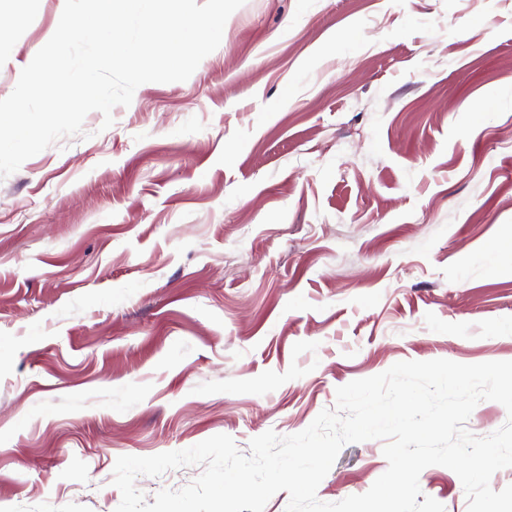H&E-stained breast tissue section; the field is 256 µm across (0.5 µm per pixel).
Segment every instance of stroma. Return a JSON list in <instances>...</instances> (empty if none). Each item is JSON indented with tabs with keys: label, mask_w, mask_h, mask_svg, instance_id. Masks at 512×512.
I'll return each mask as SVG.
<instances>
[{
	"label": "stroma",
	"mask_w": 512,
	"mask_h": 512,
	"mask_svg": "<svg viewBox=\"0 0 512 512\" xmlns=\"http://www.w3.org/2000/svg\"><path fill=\"white\" fill-rule=\"evenodd\" d=\"M63 7L0 0V99ZM112 116L0 179V512H115L118 457L246 454L395 363L512 361V0H245ZM419 484L467 512L452 470Z\"/></svg>",
	"instance_id": "1"
}]
</instances>
